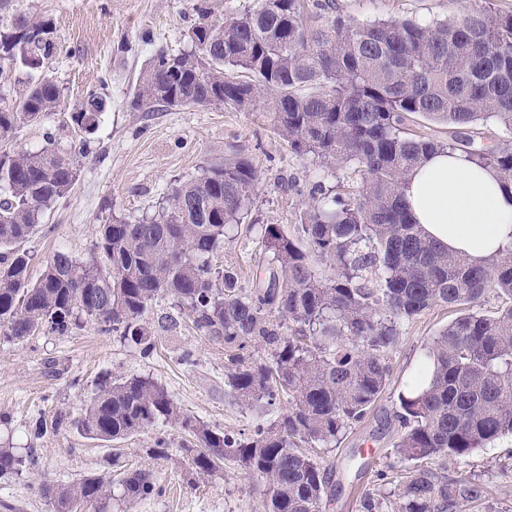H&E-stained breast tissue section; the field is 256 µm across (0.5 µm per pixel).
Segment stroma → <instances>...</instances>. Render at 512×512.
Listing matches in <instances>:
<instances>
[{
	"mask_svg": "<svg viewBox=\"0 0 512 512\" xmlns=\"http://www.w3.org/2000/svg\"><path fill=\"white\" fill-rule=\"evenodd\" d=\"M344 17L370 21L407 17L446 19L472 0H334ZM194 0H9L0 20L46 17L60 49L47 64L60 91L59 104L37 124L20 125L0 148L37 151L47 145L70 148L84 143L86 156L70 193L48 211L26 248L34 253L31 278L45 260L64 250L80 258L93 252L98 227L112 218L152 216L163 196L186 179L223 160L236 149L251 158L257 172L251 224L292 228L312 204L310 190L322 184L336 192L358 184L350 169L331 171L318 160L294 154L275 130L268 112L224 106L180 107L141 112L130 98L150 57L160 49L190 51L187 33L197 20ZM109 106L98 131L83 135L71 114L89 94ZM218 265L238 268L240 284L250 287L264 256L255 235L231 233L215 255ZM458 314L442 304L404 323L390 352L391 382L371 414L333 448L317 451L332 476L326 512H357L367 490L392 497L400 470L391 453L400 430L394 416L397 393L427 345ZM155 345L151 354L101 331L90 319L66 333L43 332L20 343L0 341V447L15 449L22 464L0 477V512H56L43 486L65 484L79 476L152 470L160 492L126 507L113 500L106 512H258L259 488L240 463L225 460L223 473L200 478L188 472L171 426H158L121 442L111 454L83 437L74 422L98 379L112 372L161 382L181 407L211 428L249 432L261 414L230 404L224 394V349L193 327L172 298L153 304L145 316ZM191 362H184V352ZM47 420L35 434L36 420ZM172 445L156 458L157 436ZM36 465H29V458ZM451 478H472L485 485L477 512H512V435L503 436L467 458L431 460ZM386 479H379V472Z\"/></svg>",
	"mask_w": 512,
	"mask_h": 512,
	"instance_id": "1",
	"label": "stroma"
}]
</instances>
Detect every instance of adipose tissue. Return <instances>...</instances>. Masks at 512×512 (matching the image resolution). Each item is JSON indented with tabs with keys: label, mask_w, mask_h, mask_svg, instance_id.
Returning <instances> with one entry per match:
<instances>
[{
	"label": "adipose tissue",
	"mask_w": 512,
	"mask_h": 512,
	"mask_svg": "<svg viewBox=\"0 0 512 512\" xmlns=\"http://www.w3.org/2000/svg\"><path fill=\"white\" fill-rule=\"evenodd\" d=\"M412 220L448 251L480 263L512 243V191L491 168L448 149L409 175Z\"/></svg>",
	"instance_id": "ef3b65f1"
}]
</instances>
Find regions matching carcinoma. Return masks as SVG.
<instances>
[{"label":"carcinoma","instance_id":"cac0c4a2","mask_svg":"<svg viewBox=\"0 0 512 512\" xmlns=\"http://www.w3.org/2000/svg\"><path fill=\"white\" fill-rule=\"evenodd\" d=\"M199 21L186 53H155L141 72L133 106L142 112L224 106L265 110L289 148L361 177L355 192L317 197L290 231L250 225L268 259L249 289L236 268L212 257L241 224L255 191L250 159L224 161L172 190L150 219L99 225L95 252L57 251L33 281L22 244L48 209L71 191L84 143L64 151H0V338L24 341L64 332L86 316L102 331L153 348L143 318L174 299L204 338L224 347V393L242 409L288 410L248 433L214 431L187 413L162 384L132 375L101 377L75 426L101 442L158 425L181 433L189 471L209 477L238 460L263 486V512H323L328 477L309 449L337 444L363 421L389 385V353L400 325L445 304L459 315L442 329L397 395L401 466L396 500L365 491L360 512H467L484 485L450 479L426 464L461 460L512 435V242L482 264L448 252L411 221L410 172L440 149L497 172L512 189V144L474 148L490 119L512 133V11L477 0L448 20H345L330 0H255L242 14ZM57 52L46 18L0 25V68L28 81L0 104V139L53 111L56 82L43 71ZM105 101L91 94L72 121L93 133ZM422 116L442 124L438 140L410 129ZM494 291L508 304L480 311ZM265 355L251 352L253 345ZM120 490L127 505L159 494L154 475L117 481L84 475L47 495L70 512H104Z\"/></svg>","mask_w":512,"mask_h":512}]
</instances>
